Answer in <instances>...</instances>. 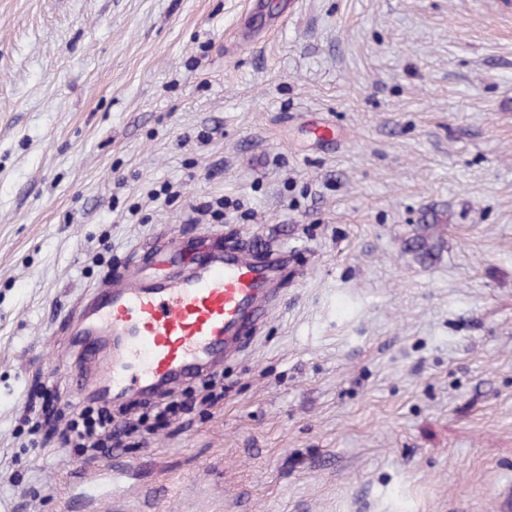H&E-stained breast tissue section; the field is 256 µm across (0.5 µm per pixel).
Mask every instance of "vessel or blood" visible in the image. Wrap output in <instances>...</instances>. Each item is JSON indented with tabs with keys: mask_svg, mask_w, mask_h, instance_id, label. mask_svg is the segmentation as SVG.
<instances>
[{
	"mask_svg": "<svg viewBox=\"0 0 512 512\" xmlns=\"http://www.w3.org/2000/svg\"><path fill=\"white\" fill-rule=\"evenodd\" d=\"M296 259L255 256L250 243L212 244L166 277L120 273L78 306L74 333L88 354L111 347L113 396L154 399L238 350L241 336L258 331L281 300L279 283L300 278ZM127 465L106 463L82 492L121 479Z\"/></svg>",
	"mask_w": 512,
	"mask_h": 512,
	"instance_id": "b4317fda",
	"label": "vessel or blood"
}]
</instances>
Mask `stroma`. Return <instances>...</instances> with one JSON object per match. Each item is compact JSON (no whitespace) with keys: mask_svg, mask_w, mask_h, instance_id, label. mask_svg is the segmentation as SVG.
I'll use <instances>...</instances> for the list:
<instances>
[{"mask_svg":"<svg viewBox=\"0 0 512 512\" xmlns=\"http://www.w3.org/2000/svg\"><path fill=\"white\" fill-rule=\"evenodd\" d=\"M255 2L0 0V512H67L92 478L31 390L70 401L77 303L165 273L164 231L273 237L310 272L225 360L223 401L119 452L93 512L512 495V0H295L244 40Z\"/></svg>","mask_w":512,"mask_h":512,"instance_id":"obj_1","label":"stroma"}]
</instances>
